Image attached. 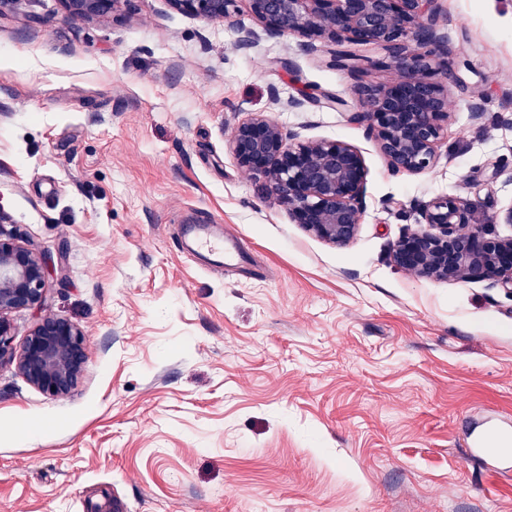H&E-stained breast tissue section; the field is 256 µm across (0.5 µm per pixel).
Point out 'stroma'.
I'll return each instance as SVG.
<instances>
[{"label":"stroma","instance_id":"obj_1","mask_svg":"<svg viewBox=\"0 0 512 512\" xmlns=\"http://www.w3.org/2000/svg\"><path fill=\"white\" fill-rule=\"evenodd\" d=\"M450 117L433 166L392 172L333 46L129 0L72 20L59 0L0 17V214L51 255L42 315L86 334L84 374L51 399L0 366V512H512V472L472 456L512 435V294L395 264L415 204L512 207V0H437ZM300 107H291V100ZM264 115L343 140L368 168L355 239L291 220L243 171L235 126ZM207 211L259 275L175 244Z\"/></svg>","mask_w":512,"mask_h":512}]
</instances>
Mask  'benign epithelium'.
<instances>
[{
  "instance_id": "1",
  "label": "benign epithelium",
  "mask_w": 512,
  "mask_h": 512,
  "mask_svg": "<svg viewBox=\"0 0 512 512\" xmlns=\"http://www.w3.org/2000/svg\"><path fill=\"white\" fill-rule=\"evenodd\" d=\"M70 19L105 18L127 0H60ZM175 10L207 20H226L240 0H167ZM435 0H248L269 37L293 36L312 49L318 40L338 49L333 65L357 76L366 67H390L388 84L360 83L362 123L379 142L395 172L420 173L436 159L448 124V89L435 75L448 67V49L434 25ZM346 43L385 51L367 66L355 62ZM231 146L244 171L261 176L288 208L294 223L336 246L356 237L364 210L368 170L361 153L340 140L301 141L275 121L256 115L233 130ZM426 227L404 235L393 249L395 263L422 278H482L512 291V237L490 232L512 224V207L488 206L453 196L418 204ZM48 276L45 253L0 229V364L15 365L25 380L49 398L76 388L86 364L82 329L60 315L40 318L21 345L11 314L42 307Z\"/></svg>"
}]
</instances>
